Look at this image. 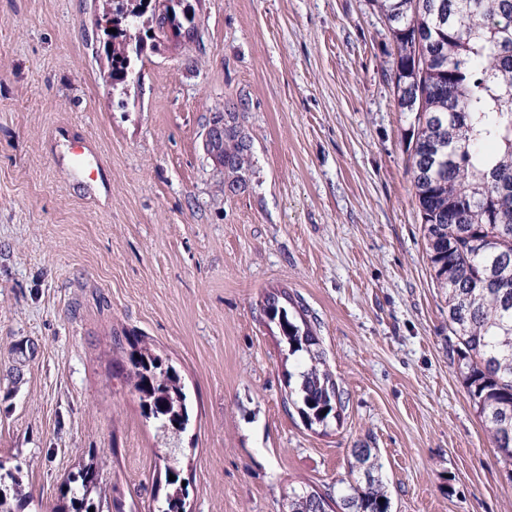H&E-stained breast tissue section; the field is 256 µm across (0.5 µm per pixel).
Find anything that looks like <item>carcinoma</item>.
Instances as JSON below:
<instances>
[{
  "label": "carcinoma",
  "mask_w": 512,
  "mask_h": 512,
  "mask_svg": "<svg viewBox=\"0 0 512 512\" xmlns=\"http://www.w3.org/2000/svg\"><path fill=\"white\" fill-rule=\"evenodd\" d=\"M397 47L401 108L414 114L407 152L414 197L428 246L431 277L448 308L451 351L473 410L512 481V0H381ZM135 10L95 18L106 32L112 80L124 82L142 37L131 33ZM116 33L108 32V27ZM287 346L288 403L308 427L340 421L344 390L315 349L305 309L283 290L265 297ZM129 380L145 419L168 448L163 458L171 492L152 512H185L188 487L177 453L191 423L185 386L169 359L135 340ZM89 462L71 473L61 512H123L122 501L86 484ZM352 482L326 491L288 492V512H391L382 464L370 448H355ZM20 465L0 464V512H25Z\"/></svg>",
  "instance_id": "carcinoma-1"
}]
</instances>
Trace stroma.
Instances as JSON below:
<instances>
[{
	"instance_id": "1",
	"label": "stroma",
	"mask_w": 512,
	"mask_h": 512,
	"mask_svg": "<svg viewBox=\"0 0 512 512\" xmlns=\"http://www.w3.org/2000/svg\"><path fill=\"white\" fill-rule=\"evenodd\" d=\"M186 4L197 35L145 40L138 81L109 88L112 0H0V459L33 512L93 453L127 512L165 496L126 379L137 337L193 406L187 512H288L354 448L378 453L392 512H512L453 362L376 0ZM220 120L246 145L233 169L206 147ZM282 289L347 395L324 433L285 401L262 313Z\"/></svg>"
}]
</instances>
